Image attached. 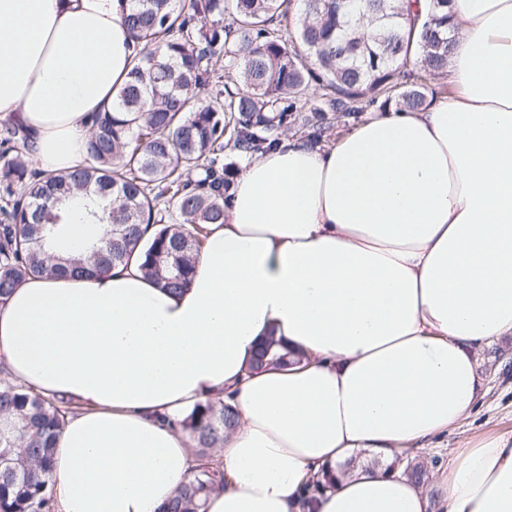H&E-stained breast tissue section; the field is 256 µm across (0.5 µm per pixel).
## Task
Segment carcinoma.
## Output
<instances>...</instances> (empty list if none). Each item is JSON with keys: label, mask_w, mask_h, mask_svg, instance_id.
I'll list each match as a JSON object with an SVG mask.
<instances>
[{"label": "carcinoma", "mask_w": 512, "mask_h": 512, "mask_svg": "<svg viewBox=\"0 0 512 512\" xmlns=\"http://www.w3.org/2000/svg\"><path fill=\"white\" fill-rule=\"evenodd\" d=\"M292 0H131L123 18L139 51L108 112L91 114L88 164L42 175L26 160L27 129L0 124V303L26 279L104 276L137 258L146 279L171 292L189 287L209 225L224 223L238 159L276 148L305 118L304 138L322 140L325 113L374 106L417 110L428 81L448 67L457 28L451 0H428L425 15L405 0H304L295 42L281 29ZM235 73L236 89L213 106L198 93L221 82L216 59ZM413 65L412 82L397 86ZM325 90L311 101L312 85ZM235 159L224 160V153ZM76 193L101 202L108 224L88 255L56 256L46 246L68 227L60 208ZM69 408L0 375V414L17 426L0 433V512H55L49 490L54 442ZM235 413L220 401L184 421L201 461L165 512H204L222 481L211 452L224 443Z\"/></svg>", "instance_id": "cac0c4a2"}]
</instances>
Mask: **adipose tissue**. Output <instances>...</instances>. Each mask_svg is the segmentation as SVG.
<instances>
[{"label": "adipose tissue", "instance_id": "1", "mask_svg": "<svg viewBox=\"0 0 512 512\" xmlns=\"http://www.w3.org/2000/svg\"><path fill=\"white\" fill-rule=\"evenodd\" d=\"M130 0H0V119L37 170L85 165L134 46ZM447 94L332 144L283 138L249 161L189 288L138 262L33 278L0 305V364L70 405L56 512H165L198 464L180 421L221 400L207 512H428L399 457L474 409L476 348L512 336V0H454ZM62 208L63 253L105 227ZM275 339L286 363L254 367ZM443 512H512V434L453 452Z\"/></svg>", "mask_w": 512, "mask_h": 512}]
</instances>
